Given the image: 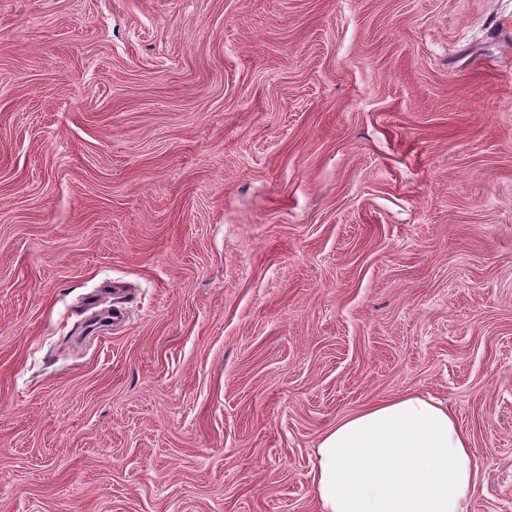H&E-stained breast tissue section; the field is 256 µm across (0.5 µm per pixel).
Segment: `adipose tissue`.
<instances>
[{"label": "adipose tissue", "instance_id": "obj_1", "mask_svg": "<svg viewBox=\"0 0 512 512\" xmlns=\"http://www.w3.org/2000/svg\"><path fill=\"white\" fill-rule=\"evenodd\" d=\"M478 469L441 402L405 393L340 418L316 448L322 512H466Z\"/></svg>", "mask_w": 512, "mask_h": 512}]
</instances>
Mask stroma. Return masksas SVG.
Returning a JSON list of instances; mask_svg holds the SVG:
<instances>
[{"instance_id": "1", "label": "stroma", "mask_w": 512, "mask_h": 512, "mask_svg": "<svg viewBox=\"0 0 512 512\" xmlns=\"http://www.w3.org/2000/svg\"><path fill=\"white\" fill-rule=\"evenodd\" d=\"M406 391L512 512V0H0V512H320Z\"/></svg>"}]
</instances>
